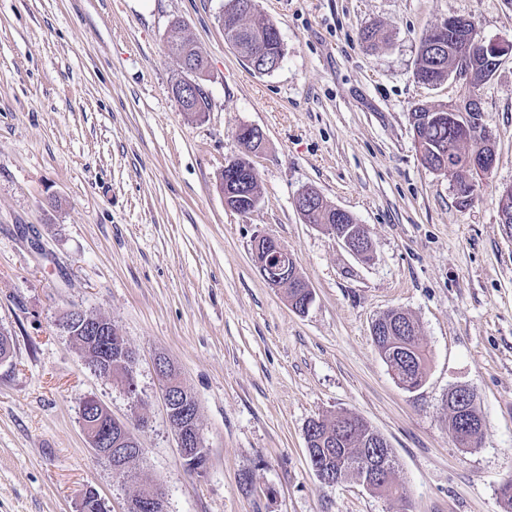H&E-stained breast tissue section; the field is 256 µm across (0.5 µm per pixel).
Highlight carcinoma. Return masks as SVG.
<instances>
[{"instance_id": "obj_1", "label": "carcinoma", "mask_w": 512, "mask_h": 512, "mask_svg": "<svg viewBox=\"0 0 512 512\" xmlns=\"http://www.w3.org/2000/svg\"><path fill=\"white\" fill-rule=\"evenodd\" d=\"M250 0H226L224 10L218 16V22L224 28V41L232 46L246 61H251L257 49L264 50L267 60H283L284 43L278 27L271 21L255 15L256 6H248ZM462 30L458 34L445 38L443 48L434 47L435 35L428 30L419 51L417 76H430L440 80L454 72L460 60V35L469 34L467 23L460 22ZM168 48L172 55L193 62L194 69L175 79L174 84L190 82L196 89L194 100L180 106L183 112H205L208 101L201 81L207 73V61L194 44L184 23H171ZM468 72L467 85L463 87L462 99L454 104L443 106H416L411 110V120L415 121V142L422 160L431 170L451 172L456 175L457 186L467 194L474 191L470 183L472 174L465 164V158L472 149L465 128L448 120L450 112H465L469 99L477 95L481 86L491 77L484 57L476 54L466 62ZM306 222L309 224H347L355 223L352 216L339 217L335 208L328 205L323 197L308 209ZM288 303L299 305L313 297L307 288V282H290L284 288ZM75 346L85 355H112V366L118 367L124 361L126 342L121 334L112 333V337L87 348V339L79 333L70 335ZM372 341L382 359L394 375L403 383V389L419 387L426 375L428 355L415 332V321L406 313L388 314L384 320V332L372 337ZM473 423L483 426V419L470 405L465 411L453 409L448 413V424L454 440H459V430ZM314 431L310 436L308 457L311 466L318 467L340 478L352 475L359 481H365L360 461L377 450L376 431L361 418H350L340 413L331 419L317 418L312 421Z\"/></svg>"}]
</instances>
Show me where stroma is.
<instances>
[{
  "mask_svg": "<svg viewBox=\"0 0 512 512\" xmlns=\"http://www.w3.org/2000/svg\"><path fill=\"white\" fill-rule=\"evenodd\" d=\"M225 0H0V512H76L94 489L124 512L142 484L167 512H503L512 480V229L498 194L512 185V56L478 92L496 162L461 202L454 175L426 168L410 110L450 104L459 86L416 77L427 31L451 16L512 42V0H256L285 46L260 75L224 41ZM183 21L208 63L207 112L180 111L167 47ZM385 39L365 44L363 28ZM260 128L261 200L249 216L218 190ZM317 189L370 235L351 253L306 223ZM295 259L314 299L291 309L260 274L253 240ZM80 308L112 320L137 355L136 396L96 375L59 327ZM409 314L428 352L416 390L375 349L385 313ZM175 364L194 395L209 461L189 472L155 370ZM465 386L483 418L478 448L448 430ZM96 396L141 415L142 457L119 480L83 435ZM336 413L388 442L399 493L355 477L321 485L305 427ZM251 484H244L243 473Z\"/></svg>",
  "mask_w": 512,
  "mask_h": 512,
  "instance_id": "obj_1",
  "label": "stroma"
}]
</instances>
